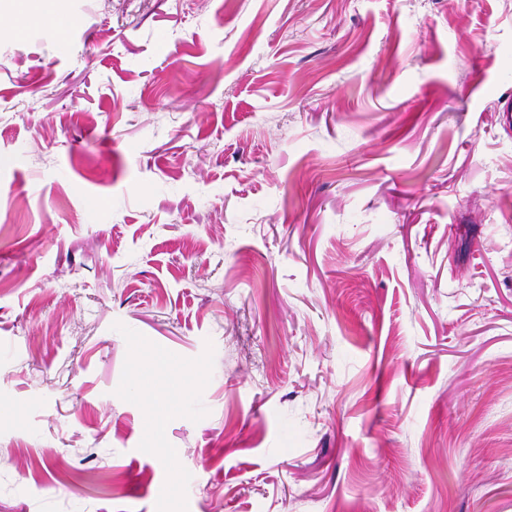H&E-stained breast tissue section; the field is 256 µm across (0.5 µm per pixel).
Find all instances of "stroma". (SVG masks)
Masks as SVG:
<instances>
[{"label": "stroma", "mask_w": 512, "mask_h": 512, "mask_svg": "<svg viewBox=\"0 0 512 512\" xmlns=\"http://www.w3.org/2000/svg\"><path fill=\"white\" fill-rule=\"evenodd\" d=\"M507 95L512 0H0V512H512ZM159 373H164L167 376L168 388L176 385L183 395L190 393L193 385L201 378L200 372L188 376L182 367L167 354L154 353L145 359L137 374V380L142 383V391L137 393L139 397L146 401L151 400L154 378Z\"/></svg>", "instance_id": "1"}]
</instances>
